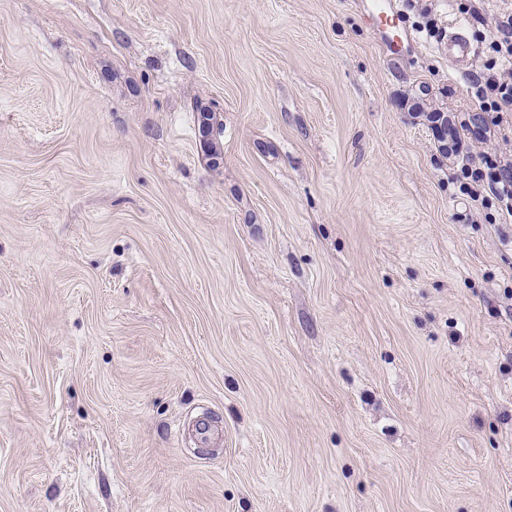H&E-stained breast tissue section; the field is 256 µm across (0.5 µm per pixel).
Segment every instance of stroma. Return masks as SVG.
<instances>
[{"label": "stroma", "mask_w": 512, "mask_h": 512, "mask_svg": "<svg viewBox=\"0 0 512 512\" xmlns=\"http://www.w3.org/2000/svg\"><path fill=\"white\" fill-rule=\"evenodd\" d=\"M467 1L0 0V512H512ZM442 50L446 55L448 53V62L462 72L469 68L476 53L472 40L461 29L448 33ZM431 121V128L433 130V134L438 141L439 147L443 151L448 150V129L449 134L451 136V139L453 141V146L451 147L453 151H455L457 147V140L455 137V127L453 125V121L451 119H447V117H444V115L440 112H434L430 116Z\"/></svg>", "instance_id": "1"}]
</instances>
